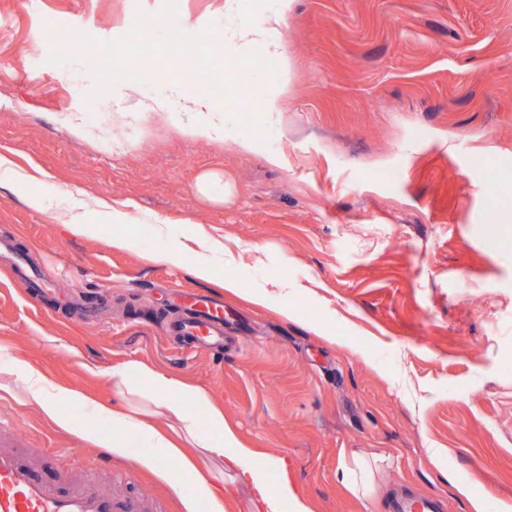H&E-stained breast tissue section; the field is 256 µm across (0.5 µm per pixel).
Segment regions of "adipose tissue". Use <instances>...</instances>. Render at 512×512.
Returning <instances> with one entry per match:
<instances>
[{"instance_id": "1", "label": "adipose tissue", "mask_w": 512, "mask_h": 512, "mask_svg": "<svg viewBox=\"0 0 512 512\" xmlns=\"http://www.w3.org/2000/svg\"><path fill=\"white\" fill-rule=\"evenodd\" d=\"M141 370L138 364L113 370L112 383L126 403L120 407L97 405V419L112 424L111 436L102 437L100 446L119 452L134 435L147 449L142 458L145 465L179 461L175 479L187 485L192 497L206 499L210 512H225V502L237 486L251 490L256 512H281L285 506L290 512H312L307 501L288 482L270 485V474L285 470V459L279 456L257 459L255 451L245 447L226 424L223 411L211 405L198 388L168 373L155 371L150 375L152 390L147 396V406L133 402L135 390L130 378ZM22 372L28 382L29 399L49 416H56L59 404L78 403L83 399L81 393L47 381L31 366H23ZM157 415L170 420L169 430L162 431L151 424V417ZM186 444L202 449V460L187 457L182 450ZM203 462L221 465L229 478L223 493H216L202 474L199 465ZM390 463V456L383 453L370 460L358 458L341 466L337 480L367 500L376 489L377 473Z\"/></svg>"}]
</instances>
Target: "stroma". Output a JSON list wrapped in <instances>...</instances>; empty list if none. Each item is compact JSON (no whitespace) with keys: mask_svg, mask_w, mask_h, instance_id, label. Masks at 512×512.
Masks as SVG:
<instances>
[{"mask_svg":"<svg viewBox=\"0 0 512 512\" xmlns=\"http://www.w3.org/2000/svg\"><path fill=\"white\" fill-rule=\"evenodd\" d=\"M176 4L186 32L212 24L226 42L278 8ZM161 6L0 0V153L29 173L28 193L69 194L99 227L72 235L0 176V236L66 295L108 298L88 318L41 306L0 266V367L24 362L87 399L61 405L64 428L14 378L0 389V434L33 449L43 476L202 512L188 488L140 465L138 437L106 470L84 428L95 403L118 399L113 369L140 363L139 392L149 371L168 372L222 408L247 447L284 457L275 481L313 512H390L403 493L442 512H470L472 496L489 512L512 505V222L501 219L512 210V0H293L270 33L287 66L244 81L234 102L253 110L276 95L278 111L263 130L228 126L219 140L192 136L190 113L138 111L123 80L87 101L84 63L48 61L52 31L113 40ZM163 65L140 91L193 96L180 59ZM208 174L230 195L202 196ZM110 205L125 223L105 222ZM199 230L237 256L216 260L211 282L192 273ZM167 237L188 246L180 264L151 258ZM272 281L285 289L250 301ZM185 292L223 302V352L167 336ZM355 451L393 460L366 502L336 481Z\"/></svg>","mask_w":512,"mask_h":512,"instance_id":"stroma-1","label":"stroma"}]
</instances>
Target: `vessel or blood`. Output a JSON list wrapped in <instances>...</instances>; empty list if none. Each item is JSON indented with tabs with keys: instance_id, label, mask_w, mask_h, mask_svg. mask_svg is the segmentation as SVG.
<instances>
[{
	"instance_id": "obj_1",
	"label": "vessel or blood",
	"mask_w": 512,
	"mask_h": 512,
	"mask_svg": "<svg viewBox=\"0 0 512 512\" xmlns=\"http://www.w3.org/2000/svg\"><path fill=\"white\" fill-rule=\"evenodd\" d=\"M172 330L197 346L219 349L223 344L224 306L207 295L193 296ZM0 512H150L141 499L116 495L84 484L60 488L42 478L34 464L13 445L0 441Z\"/></svg>"
}]
</instances>
